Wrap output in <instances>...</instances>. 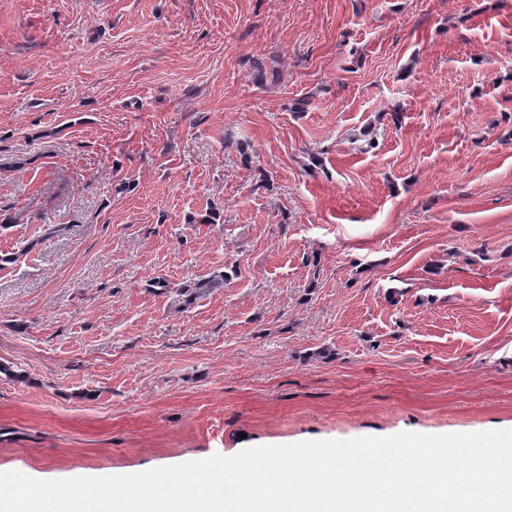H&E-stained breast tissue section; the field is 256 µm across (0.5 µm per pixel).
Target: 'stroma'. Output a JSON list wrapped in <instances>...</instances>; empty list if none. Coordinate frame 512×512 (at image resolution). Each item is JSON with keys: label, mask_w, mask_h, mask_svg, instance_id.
<instances>
[{"label": "stroma", "mask_w": 512, "mask_h": 512, "mask_svg": "<svg viewBox=\"0 0 512 512\" xmlns=\"http://www.w3.org/2000/svg\"><path fill=\"white\" fill-rule=\"evenodd\" d=\"M506 112L512 0H0V472L512 429Z\"/></svg>", "instance_id": "35a3bbf8"}]
</instances>
